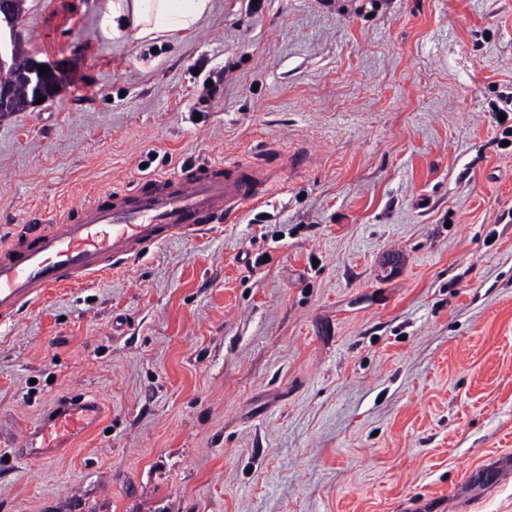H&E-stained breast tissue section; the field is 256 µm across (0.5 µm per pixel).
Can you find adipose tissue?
<instances>
[{
  "instance_id": "obj_1",
  "label": "adipose tissue",
  "mask_w": 512,
  "mask_h": 512,
  "mask_svg": "<svg viewBox=\"0 0 512 512\" xmlns=\"http://www.w3.org/2000/svg\"><path fill=\"white\" fill-rule=\"evenodd\" d=\"M211 8V0H106L98 27L108 38L166 40L193 29Z\"/></svg>"
}]
</instances>
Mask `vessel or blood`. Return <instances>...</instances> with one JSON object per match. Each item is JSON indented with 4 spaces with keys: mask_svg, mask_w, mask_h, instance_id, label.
Segmentation results:
<instances>
[{
    "mask_svg": "<svg viewBox=\"0 0 512 512\" xmlns=\"http://www.w3.org/2000/svg\"><path fill=\"white\" fill-rule=\"evenodd\" d=\"M273 171L266 163L208 161L173 175L139 181L128 201L96 194L57 224L26 226L0 248V324L45 291L87 282L173 239L200 236L262 203ZM99 401L82 393L62 399L40 422L24 427L22 455L49 460L96 429ZM512 477V457L471 467L448 500L422 498L408 512H468L472 503Z\"/></svg>",
    "mask_w": 512,
    "mask_h": 512,
    "instance_id": "vessel-or-blood-1",
    "label": "vessel or blood"
}]
</instances>
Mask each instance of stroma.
I'll list each match as a JSON object with an SVG mask.
<instances>
[{"label":"stroma","instance_id":"1","mask_svg":"<svg viewBox=\"0 0 512 512\" xmlns=\"http://www.w3.org/2000/svg\"><path fill=\"white\" fill-rule=\"evenodd\" d=\"M103 4H25L65 80L0 119V247L193 161L280 177L0 325V512H403L512 452V0H213L158 44ZM77 392L97 430L12 456Z\"/></svg>","mask_w":512,"mask_h":512}]
</instances>
